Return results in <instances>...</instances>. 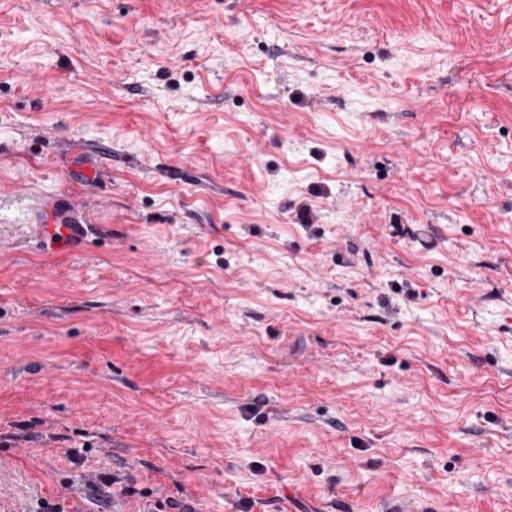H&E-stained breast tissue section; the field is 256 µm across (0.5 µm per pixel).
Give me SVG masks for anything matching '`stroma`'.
I'll use <instances>...</instances> for the list:
<instances>
[{
  "label": "stroma",
  "mask_w": 512,
  "mask_h": 512,
  "mask_svg": "<svg viewBox=\"0 0 512 512\" xmlns=\"http://www.w3.org/2000/svg\"><path fill=\"white\" fill-rule=\"evenodd\" d=\"M398 498L512 512V0H0V512Z\"/></svg>",
  "instance_id": "35a3bbf8"
}]
</instances>
